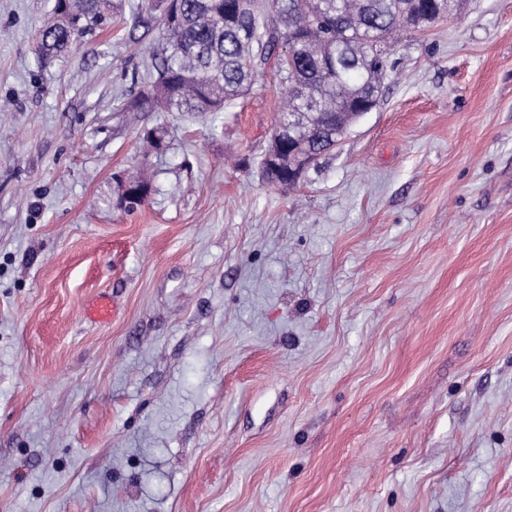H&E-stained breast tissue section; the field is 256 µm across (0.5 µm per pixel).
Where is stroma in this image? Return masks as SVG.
Here are the masks:
<instances>
[{"instance_id": "stroma-1", "label": "stroma", "mask_w": 512, "mask_h": 512, "mask_svg": "<svg viewBox=\"0 0 512 512\" xmlns=\"http://www.w3.org/2000/svg\"><path fill=\"white\" fill-rule=\"evenodd\" d=\"M136 3L42 61L0 0V512H512V0L402 35L293 187L274 71L129 108Z\"/></svg>"}]
</instances>
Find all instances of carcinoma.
<instances>
[{
  "label": "carcinoma",
  "mask_w": 512,
  "mask_h": 512,
  "mask_svg": "<svg viewBox=\"0 0 512 512\" xmlns=\"http://www.w3.org/2000/svg\"><path fill=\"white\" fill-rule=\"evenodd\" d=\"M100 0H55L40 31L42 55L67 51L101 23ZM158 77L129 107L220 112L275 64L288 96L272 136L293 133L302 155L341 138L336 110L381 88L388 55L417 19L447 12L445 0H160ZM288 53V61L281 55Z\"/></svg>",
  "instance_id": "obj_1"
}]
</instances>
